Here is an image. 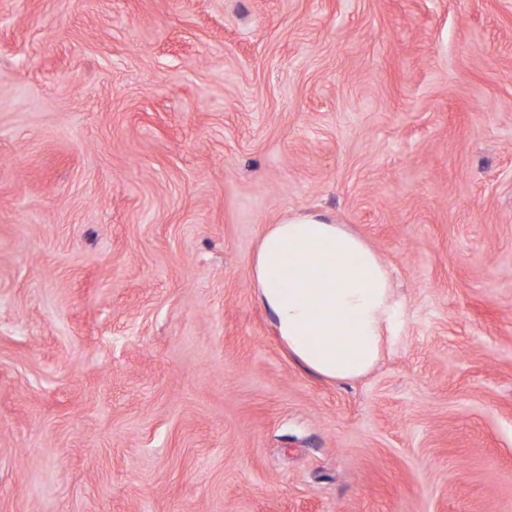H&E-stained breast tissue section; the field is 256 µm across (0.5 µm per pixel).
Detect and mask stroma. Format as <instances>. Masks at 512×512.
Wrapping results in <instances>:
<instances>
[{"label":"stroma","instance_id":"35a3bbf8","mask_svg":"<svg viewBox=\"0 0 512 512\" xmlns=\"http://www.w3.org/2000/svg\"><path fill=\"white\" fill-rule=\"evenodd\" d=\"M297 211L391 271L357 379ZM0 512H512V0H0ZM249 268L279 339L305 368L348 380L377 363L396 304L385 259L362 238L320 214H289L264 232Z\"/></svg>","mask_w":512,"mask_h":512}]
</instances>
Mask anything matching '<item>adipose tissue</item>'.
<instances>
[{
    "instance_id": "obj_1",
    "label": "adipose tissue",
    "mask_w": 512,
    "mask_h": 512,
    "mask_svg": "<svg viewBox=\"0 0 512 512\" xmlns=\"http://www.w3.org/2000/svg\"><path fill=\"white\" fill-rule=\"evenodd\" d=\"M259 301L300 364L331 380L379 360L396 304L385 259L319 214L293 213L262 235L249 263Z\"/></svg>"
}]
</instances>
